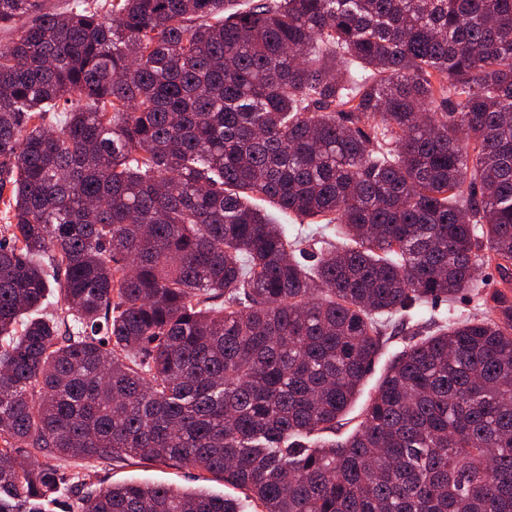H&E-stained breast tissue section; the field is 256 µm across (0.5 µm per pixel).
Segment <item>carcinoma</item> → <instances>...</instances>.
<instances>
[{
	"label": "carcinoma",
	"instance_id": "cac0c4a2",
	"mask_svg": "<svg viewBox=\"0 0 512 512\" xmlns=\"http://www.w3.org/2000/svg\"><path fill=\"white\" fill-rule=\"evenodd\" d=\"M0 512L173 462L260 512H512V0H0ZM341 238L314 262L254 197ZM57 288L55 315L38 310ZM42 456L31 466L21 454ZM440 318L452 319L456 317H467L468 315H490V309L485 306H475V302H469L467 295H461L454 304L448 306V304L438 303L436 306V313ZM386 333V336L388 337L387 349L383 351V354L380 355L376 361L372 371L366 377L359 397L354 403V406L350 409L348 415L345 417L346 420L344 422L348 423L341 429V433L347 434L356 426L359 420L358 415L360 414L362 407L368 402L369 397L373 395L387 363L390 361L392 356L403 347L401 333H399L398 328L394 327V324H391L388 327ZM70 469L82 474L86 485L92 489H99L131 480L149 484H174L181 487H196L204 484L206 488L215 493L229 494L244 498L240 490L224 487V482L212 480L208 482H196L195 470L182 467L178 464H146L136 463L133 460L116 459L110 462H96L88 460L72 459L66 463Z\"/></svg>",
	"mask_w": 512,
	"mask_h": 512
}]
</instances>
